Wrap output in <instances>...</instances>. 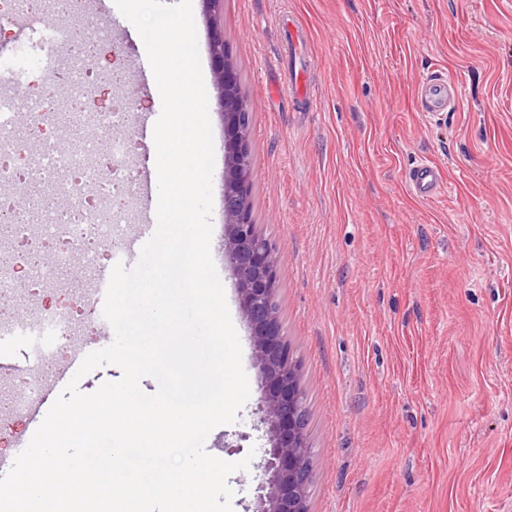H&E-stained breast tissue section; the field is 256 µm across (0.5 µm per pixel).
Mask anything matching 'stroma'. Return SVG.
Here are the masks:
<instances>
[{
  "label": "stroma",
  "mask_w": 512,
  "mask_h": 512,
  "mask_svg": "<svg viewBox=\"0 0 512 512\" xmlns=\"http://www.w3.org/2000/svg\"><path fill=\"white\" fill-rule=\"evenodd\" d=\"M100 45L150 64L114 0ZM205 88L224 32L251 115L258 233L281 258L278 310L309 413V512H512V0H192ZM304 42L309 91L282 88ZM440 71L461 98L420 111ZM214 142L211 254L250 397L206 451L254 512L268 447L258 373L224 259V126ZM445 187L415 195L409 173ZM409 181L414 194L422 197H431L441 188L438 171L429 161L415 167L410 172Z\"/></svg>",
  "instance_id": "obj_1"
}]
</instances>
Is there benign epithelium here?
<instances>
[{
	"label": "benign epithelium",
	"instance_id": "benign-epithelium-1",
	"mask_svg": "<svg viewBox=\"0 0 512 512\" xmlns=\"http://www.w3.org/2000/svg\"><path fill=\"white\" fill-rule=\"evenodd\" d=\"M210 53L219 115L224 123V258L233 271L240 311L249 328L261 384L260 411L270 448L255 512H308L309 442L303 393L274 306L280 259L252 220L250 113L241 109L239 78L224 35L213 29Z\"/></svg>",
	"mask_w": 512,
	"mask_h": 512
}]
</instances>
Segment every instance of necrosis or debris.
<instances>
[{
  "label": "necrosis or debris",
  "mask_w": 512,
  "mask_h": 512,
  "mask_svg": "<svg viewBox=\"0 0 512 512\" xmlns=\"http://www.w3.org/2000/svg\"><path fill=\"white\" fill-rule=\"evenodd\" d=\"M96 22L87 18L78 32L46 31L39 49L47 69L60 72L61 88L32 93L25 75L26 51L16 47L0 57V182L23 183L38 205L16 210L0 196V298L16 294V270H28L31 292L55 287L56 270L82 260L96 274L100 250L114 251L131 221L138 199L132 166V142L113 136L131 119L127 100L111 110L89 107L97 82ZM61 117L74 136L68 146L44 136L49 115ZM98 313L91 294L63 309L39 308L27 320L0 316V347L28 344V372L16 376L20 388L5 417L23 420L37 402L44 382L34 368L54 361L70 347L78 329L93 331Z\"/></svg>",
  "instance_id": "1"
}]
</instances>
